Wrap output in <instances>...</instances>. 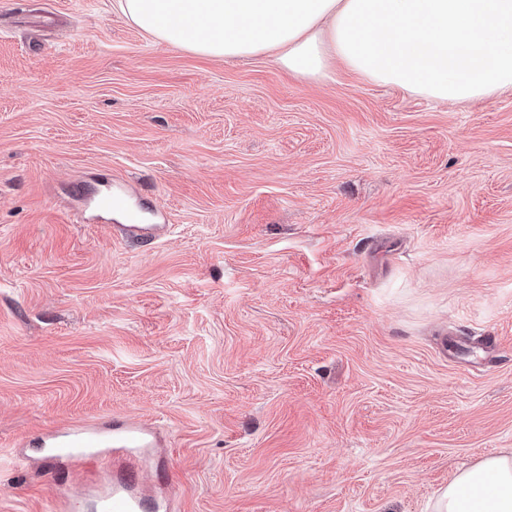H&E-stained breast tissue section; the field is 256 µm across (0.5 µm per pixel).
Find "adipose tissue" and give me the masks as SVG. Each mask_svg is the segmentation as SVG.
Instances as JSON below:
<instances>
[{"label":"adipose tissue","instance_id":"ef3b65f1","mask_svg":"<svg viewBox=\"0 0 512 512\" xmlns=\"http://www.w3.org/2000/svg\"><path fill=\"white\" fill-rule=\"evenodd\" d=\"M167 45L234 60L276 52L300 77L343 62L375 82L440 101L512 88V0H118ZM431 512H512V453L459 471Z\"/></svg>","mask_w":512,"mask_h":512}]
</instances>
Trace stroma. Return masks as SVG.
I'll list each match as a JSON object with an SVG mask.
<instances>
[{"label": "stroma", "mask_w": 512, "mask_h": 512, "mask_svg": "<svg viewBox=\"0 0 512 512\" xmlns=\"http://www.w3.org/2000/svg\"><path fill=\"white\" fill-rule=\"evenodd\" d=\"M122 190L165 234L132 240ZM498 339L488 364L451 357ZM150 422L167 512H429L512 451V89L224 61L117 0H0V512L54 425Z\"/></svg>", "instance_id": "obj_1"}]
</instances>
